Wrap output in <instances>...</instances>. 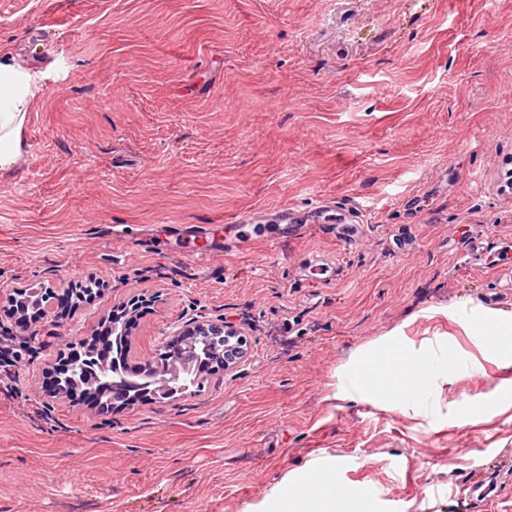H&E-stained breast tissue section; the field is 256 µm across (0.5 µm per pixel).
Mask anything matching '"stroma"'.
<instances>
[{"label":"stroma","instance_id":"1","mask_svg":"<svg viewBox=\"0 0 512 512\" xmlns=\"http://www.w3.org/2000/svg\"><path fill=\"white\" fill-rule=\"evenodd\" d=\"M42 74L0 172V292L51 289L0 362V512H245L315 458L382 512H482L512 462V364L474 315L512 314V0H0V55ZM288 227L276 251L239 220ZM206 224L224 274L190 261ZM96 285L61 315L68 289ZM132 361L221 321L248 340L200 387L87 408L43 388L123 302ZM483 361L429 417L337 402L384 337ZM490 473L482 482L469 486V494L483 505L492 504L498 493L496 476Z\"/></svg>","mask_w":512,"mask_h":512}]
</instances>
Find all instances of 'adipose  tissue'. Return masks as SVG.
Segmentation results:
<instances>
[{"instance_id": "adipose-tissue-1", "label": "adipose tissue", "mask_w": 512, "mask_h": 512, "mask_svg": "<svg viewBox=\"0 0 512 512\" xmlns=\"http://www.w3.org/2000/svg\"><path fill=\"white\" fill-rule=\"evenodd\" d=\"M42 77L9 57H0V170L11 167L22 152L21 132L41 91ZM484 374L481 362L453 356L447 343L410 350L399 337H386L375 354L354 360L337 393V400L357 397L416 417L433 409L435 391L459 370ZM336 480V460L325 456L312 461L306 476L293 475L273 486L254 512H377L375 499L364 494L319 495L309 481Z\"/></svg>"}]
</instances>
